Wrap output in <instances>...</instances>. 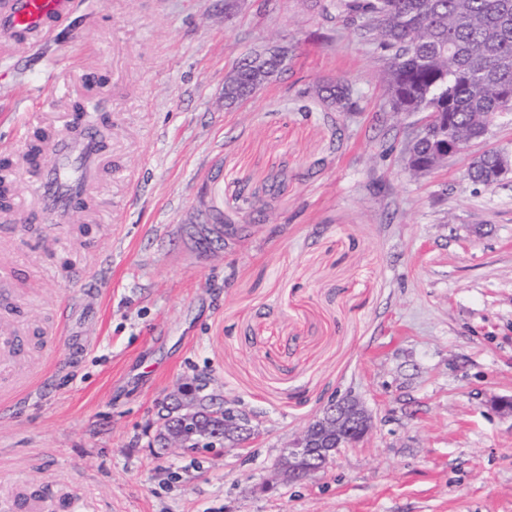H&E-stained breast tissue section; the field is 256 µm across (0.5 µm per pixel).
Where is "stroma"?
<instances>
[{"instance_id": "obj_1", "label": "stroma", "mask_w": 512, "mask_h": 512, "mask_svg": "<svg viewBox=\"0 0 512 512\" xmlns=\"http://www.w3.org/2000/svg\"><path fill=\"white\" fill-rule=\"evenodd\" d=\"M330 0H75L40 43L0 41V499L36 512H512V178L449 157L406 167L423 115L393 113L385 53ZM295 50L235 110L224 78L253 46ZM354 90L325 109L316 84ZM111 127L82 211L39 214L29 130L67 136L72 105ZM223 211V251L193 225ZM263 207V222H249ZM66 325L55 318L63 301ZM209 376L253 416L249 453L164 452L156 406ZM375 430L300 483L283 448L329 396ZM497 151L483 157L480 162L473 163L467 170L468 177L472 182L483 184L486 186L491 185L492 176L496 166Z\"/></svg>"}]
</instances>
